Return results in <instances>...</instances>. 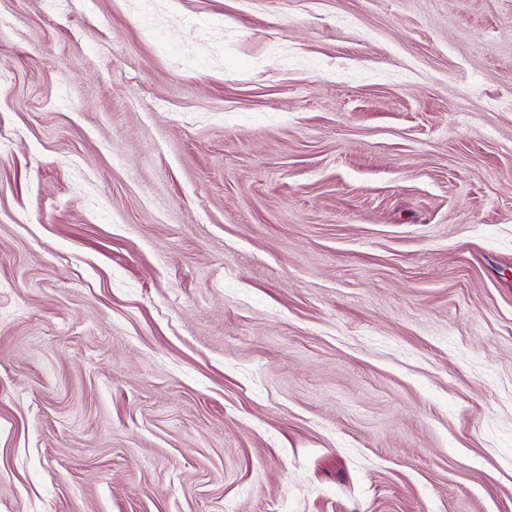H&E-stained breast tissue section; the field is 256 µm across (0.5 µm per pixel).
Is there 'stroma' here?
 <instances>
[{"label": "stroma", "mask_w": 512, "mask_h": 512, "mask_svg": "<svg viewBox=\"0 0 512 512\" xmlns=\"http://www.w3.org/2000/svg\"><path fill=\"white\" fill-rule=\"evenodd\" d=\"M0 0V512H512V0Z\"/></svg>", "instance_id": "1"}]
</instances>
